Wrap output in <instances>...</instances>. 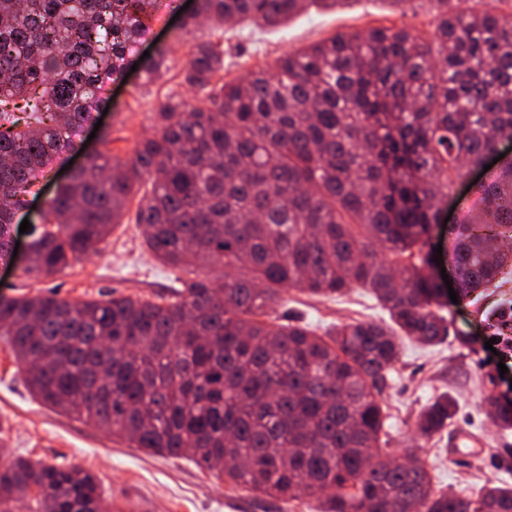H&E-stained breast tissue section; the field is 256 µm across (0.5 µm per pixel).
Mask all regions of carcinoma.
<instances>
[{"label":"carcinoma","mask_w":512,"mask_h":512,"mask_svg":"<svg viewBox=\"0 0 512 512\" xmlns=\"http://www.w3.org/2000/svg\"><path fill=\"white\" fill-rule=\"evenodd\" d=\"M316 0H197L205 15L273 26ZM436 2L433 43L406 29L338 33L278 58L274 73L213 83L224 52L190 49L184 82L121 162L97 152L47 202L27 274L97 251L134 187L148 249L194 278L170 298L70 302L49 291L0 303L31 394L107 427L130 448L187 457L233 488L308 497L318 512H512V487L468 498L433 482L415 453L381 448V386L402 341L448 335L426 237L435 200L512 136V11ZM159 0H0V258L10 224L53 159L111 107L138 62ZM140 63V62H138ZM153 81L167 52L140 63ZM459 295L512 269V158L489 171L449 228ZM224 268L217 287L198 271ZM369 288L392 325L351 320L323 335L265 316L280 291L340 297ZM454 400L420 412L432 438ZM0 512H112L85 468L0 460Z\"/></svg>","instance_id":"carcinoma-1"}]
</instances>
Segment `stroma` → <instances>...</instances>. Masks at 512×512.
Instances as JSON below:
<instances>
[{
  "label": "stroma",
  "mask_w": 512,
  "mask_h": 512,
  "mask_svg": "<svg viewBox=\"0 0 512 512\" xmlns=\"http://www.w3.org/2000/svg\"><path fill=\"white\" fill-rule=\"evenodd\" d=\"M173 8L186 0H173ZM173 8L158 9L151 32L140 44L143 52L167 49L169 69L162 80L144 83L141 71L119 78L111 86L112 108L104 115L101 132L107 140L92 139L88 147L120 160L132 158L141 137L152 133L155 111L167 95H187L182 84L188 47L211 42L224 51V80L274 68L277 59L335 33L370 27L405 28L423 35L431 31L432 0H340L333 7L311 6L276 26L251 23H198L182 34ZM137 199H130L121 224L98 251L48 278L24 274L17 261L0 260V298L55 291L60 298L81 301L101 295L136 294L169 297L189 275L162 264L144 246L135 222ZM512 314V282L485 291L476 301H445L443 314L449 334L440 344L405 343L399 361L388 373L381 397L388 413V448L394 457L417 451L433 469L439 488L463 496L478 491L485 481L512 484V429L499 428L490 416L492 404L512 406V358L500 360L486 349L495 337L497 317ZM270 314L280 322L309 326L324 334L349 319L382 323L388 315L364 288L340 298L313 296L296 288L283 292ZM456 401V409L441 435L427 440L414 421L419 411L441 393ZM10 426V439L0 458L22 455L49 463H76L97 475L112 501V512H316L309 498L273 499L230 487L187 458L148 454L130 448L103 428L59 413L28 391L10 345L0 337V422ZM474 435L480 453H456L458 435Z\"/></svg>",
  "instance_id": "obj_1"
}]
</instances>
